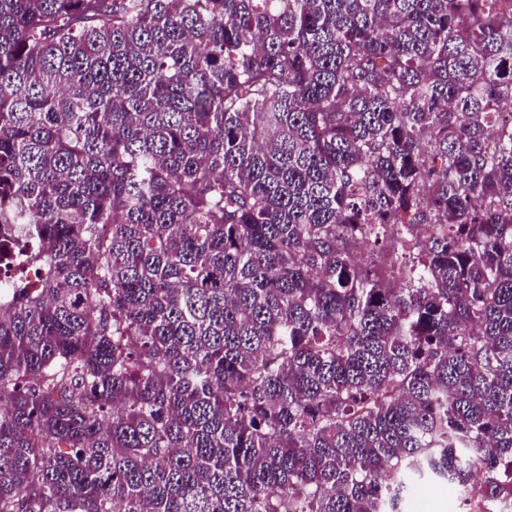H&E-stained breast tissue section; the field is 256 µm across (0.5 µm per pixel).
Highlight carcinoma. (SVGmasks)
I'll list each match as a JSON object with an SVG mask.
<instances>
[{
	"instance_id": "carcinoma-1",
	"label": "carcinoma",
	"mask_w": 512,
	"mask_h": 512,
	"mask_svg": "<svg viewBox=\"0 0 512 512\" xmlns=\"http://www.w3.org/2000/svg\"><path fill=\"white\" fill-rule=\"evenodd\" d=\"M505 101L512 0H0V512H512ZM409 509L410 512H448V494L412 497Z\"/></svg>"
}]
</instances>
